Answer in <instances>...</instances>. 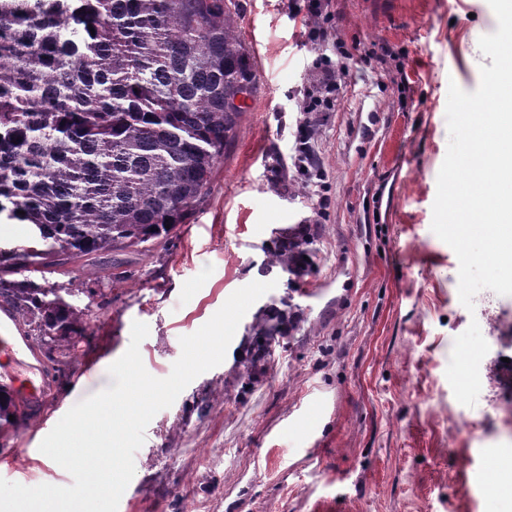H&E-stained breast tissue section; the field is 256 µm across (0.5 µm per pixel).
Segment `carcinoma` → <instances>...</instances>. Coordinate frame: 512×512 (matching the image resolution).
Returning a JSON list of instances; mask_svg holds the SVG:
<instances>
[{
    "mask_svg": "<svg viewBox=\"0 0 512 512\" xmlns=\"http://www.w3.org/2000/svg\"><path fill=\"white\" fill-rule=\"evenodd\" d=\"M255 78L225 0H0V216L30 226L0 253V307L47 361L73 366L87 332L76 289L49 276L149 252L186 223ZM311 245L298 224L268 265L300 278ZM252 330L250 382L279 324ZM23 422L0 393V436Z\"/></svg>",
    "mask_w": 512,
    "mask_h": 512,
    "instance_id": "obj_1",
    "label": "carcinoma"
}]
</instances>
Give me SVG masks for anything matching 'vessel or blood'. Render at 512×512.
Segmentation results:
<instances>
[{"mask_svg": "<svg viewBox=\"0 0 512 512\" xmlns=\"http://www.w3.org/2000/svg\"><path fill=\"white\" fill-rule=\"evenodd\" d=\"M12 355L23 358L33 379L21 382L11 373H0V389L11 392L16 401L27 407L29 422L35 429L42 430L51 423V417L46 410L48 403H56L64 407L65 399L60 396L54 383L46 376L40 375V352L31 344L19 329L13 312L9 309L0 310V355Z\"/></svg>", "mask_w": 512, "mask_h": 512, "instance_id": "obj_1", "label": "vessel or blood"}]
</instances>
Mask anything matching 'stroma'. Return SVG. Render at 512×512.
Here are the masks:
<instances>
[{
  "instance_id": "1",
  "label": "stroma",
  "mask_w": 512,
  "mask_h": 512,
  "mask_svg": "<svg viewBox=\"0 0 512 512\" xmlns=\"http://www.w3.org/2000/svg\"><path fill=\"white\" fill-rule=\"evenodd\" d=\"M256 74L240 129L211 189L165 248L128 250L120 287L83 278L88 338L56 376L70 403L114 381L133 322L146 370L167 377L180 337L195 333L237 289L274 282L238 325L224 361L159 411L134 457L118 512H512L495 484L512 454V387L460 404L446 378L472 316L458 296L459 261L431 230L449 134L450 83L465 91L491 65L481 36L497 30L488 0H333L329 51L338 101L311 145L322 190L293 162L302 94L317 56L288 0H231ZM294 224L313 235V271L297 284L268 266ZM483 365L512 359V296L493 295ZM295 305L258 382L236 376L250 328ZM24 431L0 438V478L69 486L72 476L30 453Z\"/></svg>"
}]
</instances>
